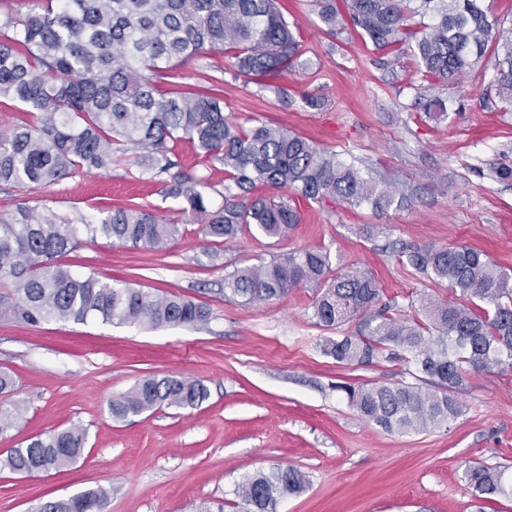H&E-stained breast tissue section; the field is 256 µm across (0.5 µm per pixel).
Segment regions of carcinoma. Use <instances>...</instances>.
I'll list each match as a JSON object with an SVG mask.
<instances>
[{"label": "carcinoma", "instance_id": "1", "mask_svg": "<svg viewBox=\"0 0 512 512\" xmlns=\"http://www.w3.org/2000/svg\"><path fill=\"white\" fill-rule=\"evenodd\" d=\"M0 15V99L27 107L31 121L0 134V183L47 185L79 170L106 171L113 154L131 151L145 171L170 173L169 154L186 138L224 165L223 202L214 207L205 178L170 173L166 194L180 203L184 224H199L215 241L253 226L283 238L301 221L298 208L280 195L291 190L315 202L401 205L333 151L306 137L264 123L244 128L224 114L211 76L177 81L174 70L206 54L260 88L300 61L301 44L278 0H18ZM318 17L332 34L349 26L375 49L414 58L421 82L414 87L425 112H444L430 87L458 81L488 49L495 63L489 86L512 103V27L491 14L486 0H323ZM416 17L429 18L423 28ZM170 88L159 89V80ZM259 187L270 189L257 195ZM180 233L139 205L113 209L95 222L62 220L49 210L21 206L0 217V317L31 326L52 320L133 324L149 328L199 325L210 310L178 295L152 296L139 289L78 274L58 259L79 236L161 251ZM407 264L432 280H446L456 297L424 294L418 317L400 319L380 303L368 270L326 281L330 252L306 249L269 264L225 275L224 298L259 304L288 297L307 285L320 289L313 315L324 327L357 320L353 334L332 340L327 352L339 362L370 364L381 355L407 364L409 381L392 385H339L366 420L388 432L439 428L463 412L460 399L472 372L512 368V275L468 245H407ZM209 397L201 382L172 376L139 380L109 402L115 418L157 406L198 407ZM23 409L0 405V435L16 427ZM87 432L79 426L49 431L12 448L0 464L17 473L58 470L83 455ZM464 479L475 495L512 497L504 473L470 462ZM304 473L292 466L258 471L238 484L245 512H275L278 501L301 493ZM108 491L90 489L50 499L37 512H105Z\"/></svg>", "mask_w": 512, "mask_h": 512}]
</instances>
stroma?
<instances>
[{
  "label": "stroma",
  "mask_w": 512,
  "mask_h": 512,
  "mask_svg": "<svg viewBox=\"0 0 512 512\" xmlns=\"http://www.w3.org/2000/svg\"><path fill=\"white\" fill-rule=\"evenodd\" d=\"M284 7L305 69L282 73L265 88L221 73L225 114L247 127L282 126L335 151L390 184L405 205L377 211L294 196L302 222L279 241L248 230L219 242L196 224L182 225L162 252L83 240L64 265L154 296H182L206 305L211 317L159 329L0 319V370L15 379L0 404L25 407L23 422L0 436V458L49 430L78 425L87 432L84 454L68 470H0V512H36L46 499L97 487L110 491L107 512H243L237 485L288 465L308 484L276 512H512L510 499H477L463 475L471 461L512 474V368L470 374L464 410L447 426L389 433L363 419L340 386L405 380V364L383 357L346 364L326 354L327 340L356 325H319L316 289L257 305L224 297V276L234 268L306 248L330 252L332 272H372L383 300L408 318L410 301L452 291L411 268L402 246L465 244L512 271V180L497 176L512 167V111L489 86L493 57L458 83L434 85L431 96L447 110L433 116L416 103L412 58L379 52L351 29L329 34L314 0H286ZM309 96L317 107L306 104ZM171 158L179 170L205 177L206 194L221 204L223 165L186 141L175 144ZM166 180L118 152L107 171L81 170L47 186L0 183V216L37 205L98 219L140 202L174 220L179 204L165 194ZM149 375L201 381L209 397L196 408L112 417L110 401Z\"/></svg>",
  "instance_id": "1"
}]
</instances>
